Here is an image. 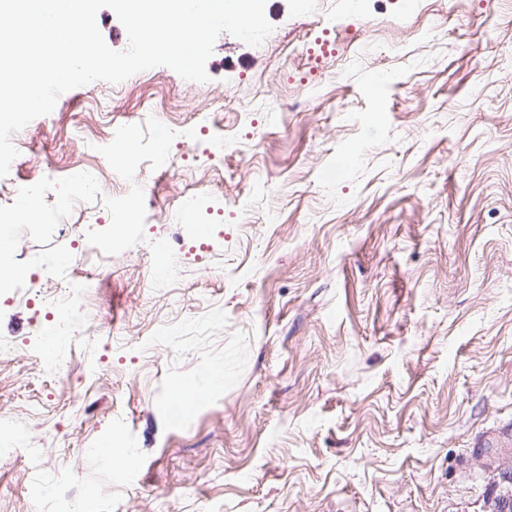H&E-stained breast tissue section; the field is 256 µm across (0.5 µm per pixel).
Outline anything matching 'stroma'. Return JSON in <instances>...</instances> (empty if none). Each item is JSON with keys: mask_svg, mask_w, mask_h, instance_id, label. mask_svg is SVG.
<instances>
[{"mask_svg": "<svg viewBox=\"0 0 512 512\" xmlns=\"http://www.w3.org/2000/svg\"><path fill=\"white\" fill-rule=\"evenodd\" d=\"M261 46L221 34L207 82L166 66L62 93L12 138L0 194L93 182L54 227L33 226L0 279L52 296L88 276L77 334L48 371L40 301L0 295V512H54L28 485L59 471L80 512H494L512 494V0H266ZM377 71L386 89L368 86ZM218 112L213 153L198 122ZM135 148L108 151L114 129ZM163 145L165 168L144 166ZM142 198L125 229L111 218ZM196 194L223 209L195 240ZM119 235L111 273L58 225ZM178 282L153 277L176 231ZM176 343L155 344L159 328ZM220 392L179 422L211 366ZM123 426L120 481L95 448Z\"/></svg>", "mask_w": 512, "mask_h": 512, "instance_id": "stroma-1", "label": "stroma"}]
</instances>
